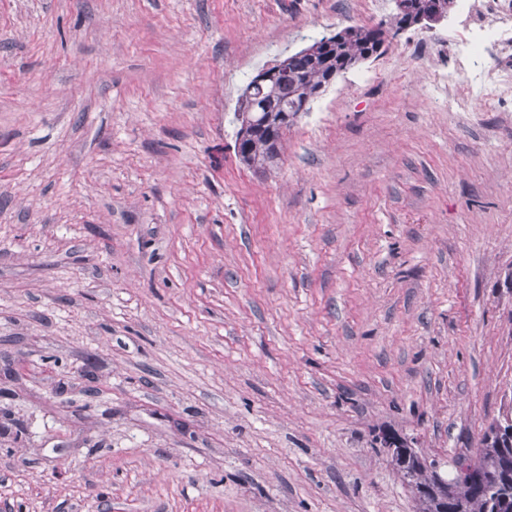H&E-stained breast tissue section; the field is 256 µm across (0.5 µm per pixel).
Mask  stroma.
Instances as JSON below:
<instances>
[{"instance_id": "stroma-1", "label": "stroma", "mask_w": 512, "mask_h": 512, "mask_svg": "<svg viewBox=\"0 0 512 512\" xmlns=\"http://www.w3.org/2000/svg\"><path fill=\"white\" fill-rule=\"evenodd\" d=\"M0 0V512H415L512 405V102L460 15L244 167L264 65L393 0ZM463 22L452 35L454 65L448 68V87L456 91L450 104L458 110L474 99L512 95V0H472ZM482 32L495 36L485 57Z\"/></svg>"}]
</instances>
